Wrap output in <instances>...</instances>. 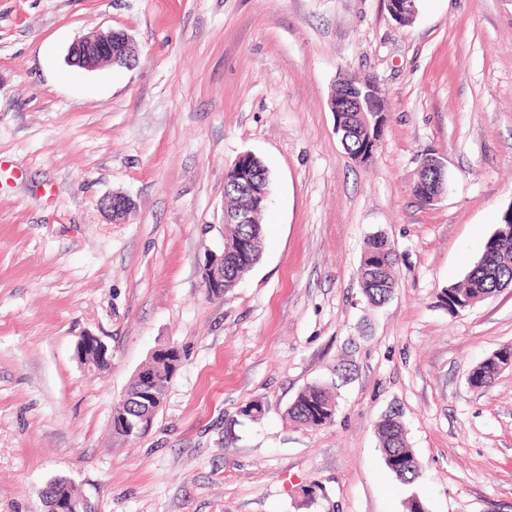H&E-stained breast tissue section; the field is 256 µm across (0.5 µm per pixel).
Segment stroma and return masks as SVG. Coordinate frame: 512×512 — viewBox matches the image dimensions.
<instances>
[{"label": "stroma", "instance_id": "35a3bbf8", "mask_svg": "<svg viewBox=\"0 0 512 512\" xmlns=\"http://www.w3.org/2000/svg\"><path fill=\"white\" fill-rule=\"evenodd\" d=\"M0 0V512H46L70 479L97 512H512V288L450 313L512 207V0ZM122 31L138 57L87 71L75 39ZM373 76L388 121L372 161L345 152L330 109ZM267 165L262 256L228 295L202 267L224 251V173ZM448 188L412 192L424 155ZM130 197L125 223L103 198ZM399 286L369 305L367 238ZM99 336L107 370L76 348ZM162 345L182 362L149 431L113 409ZM334 390L317 429L287 410ZM261 404L263 414L241 416ZM403 414L422 475L385 466L376 425ZM503 357L512 358L511 346H505L496 350L490 356L475 365L470 370L473 373V378L478 382L485 381L492 383L500 369L499 362Z\"/></svg>", "mask_w": 512, "mask_h": 512}]
</instances>
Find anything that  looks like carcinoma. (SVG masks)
I'll return each mask as SVG.
<instances>
[{
	"mask_svg": "<svg viewBox=\"0 0 512 512\" xmlns=\"http://www.w3.org/2000/svg\"><path fill=\"white\" fill-rule=\"evenodd\" d=\"M225 240H244L249 253L224 255V293L237 287L242 277L259 261L262 253V224H226ZM396 253L391 244L374 235L366 241L360 260V282L368 300L373 304L385 302L397 287L395 276ZM512 286V221L501 219L495 232L486 242L481 258L474 264L465 279L450 287L452 294L441 302L451 312H456L466 300H476ZM512 358V347L505 346L472 368L473 378L493 382L500 369L502 358ZM337 407L336 396L321 385H311L300 391L288 409L290 421L306 428H319L329 420L332 409ZM386 466L405 484L419 478L415 455L405 439L402 423L391 415L378 427Z\"/></svg>",
	"mask_w": 512,
	"mask_h": 512,
	"instance_id": "carcinoma-1",
	"label": "carcinoma"
}]
</instances>
